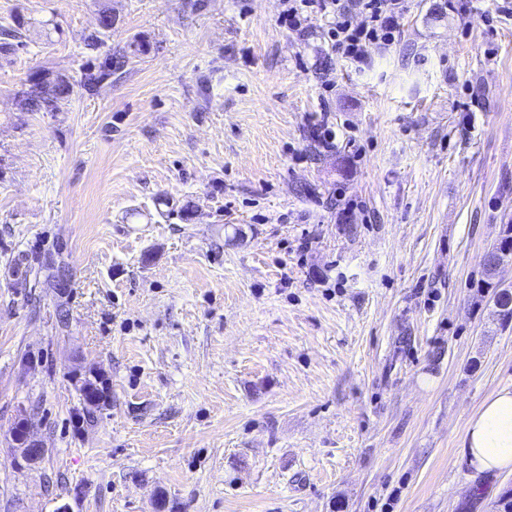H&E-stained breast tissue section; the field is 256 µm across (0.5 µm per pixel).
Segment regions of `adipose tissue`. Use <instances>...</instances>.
I'll return each instance as SVG.
<instances>
[{
  "mask_svg": "<svg viewBox=\"0 0 512 512\" xmlns=\"http://www.w3.org/2000/svg\"><path fill=\"white\" fill-rule=\"evenodd\" d=\"M463 448L476 471L512 472V388L494 392L470 417Z\"/></svg>",
  "mask_w": 512,
  "mask_h": 512,
  "instance_id": "obj_1",
  "label": "adipose tissue"
}]
</instances>
